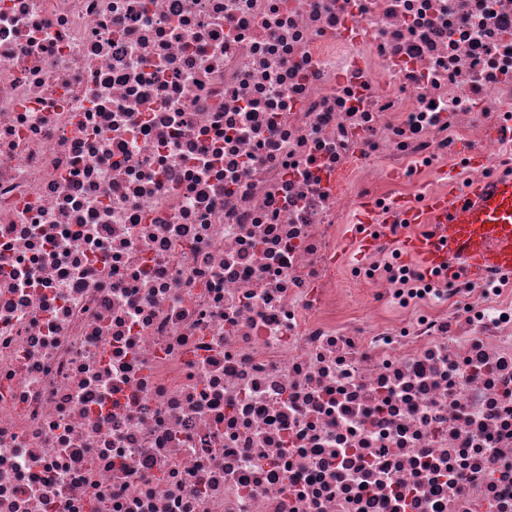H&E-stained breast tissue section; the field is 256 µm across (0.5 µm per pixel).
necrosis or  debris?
Wrapping results in <instances>:
<instances>
[{
	"instance_id": "1",
	"label": "necrosis or debris",
	"mask_w": 512,
	"mask_h": 512,
	"mask_svg": "<svg viewBox=\"0 0 512 512\" xmlns=\"http://www.w3.org/2000/svg\"><path fill=\"white\" fill-rule=\"evenodd\" d=\"M500 173L512 0H0V512H512ZM430 229L404 237L400 251L424 274L473 279L486 272L512 273V175L468 185L452 198L430 200Z\"/></svg>"
}]
</instances>
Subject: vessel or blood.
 I'll return each instance as SVG.
<instances>
[{
    "mask_svg": "<svg viewBox=\"0 0 512 512\" xmlns=\"http://www.w3.org/2000/svg\"><path fill=\"white\" fill-rule=\"evenodd\" d=\"M403 215L414 224L431 222L400 242L421 272L442 269L473 279L491 270L512 273V175L470 184L453 197L432 198L428 211L410 208Z\"/></svg>",
    "mask_w": 512,
    "mask_h": 512,
    "instance_id": "obj_1",
    "label": "vessel or blood"
}]
</instances>
